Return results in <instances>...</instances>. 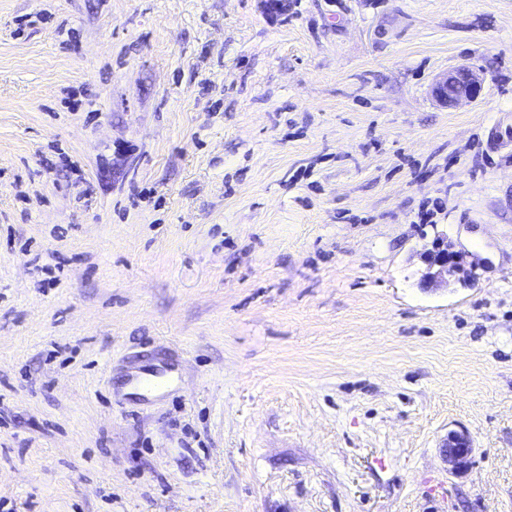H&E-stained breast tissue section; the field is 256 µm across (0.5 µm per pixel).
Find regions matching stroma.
I'll use <instances>...</instances> for the list:
<instances>
[{"mask_svg": "<svg viewBox=\"0 0 512 512\" xmlns=\"http://www.w3.org/2000/svg\"><path fill=\"white\" fill-rule=\"evenodd\" d=\"M288 3L0 0V512H512V0ZM483 78L468 66L439 75L433 85L432 93L440 102L453 107L464 101H474L480 95ZM428 272L425 278L430 282H459L469 286L476 277L478 270L484 267L481 258L469 253L456 250L453 243L443 236H438L432 242L431 248L425 254ZM443 459L448 465V472L453 476L467 473L473 462L475 448L465 432H450L448 448L442 449Z\"/></svg>", "mask_w": 512, "mask_h": 512, "instance_id": "1", "label": "stroma"}]
</instances>
